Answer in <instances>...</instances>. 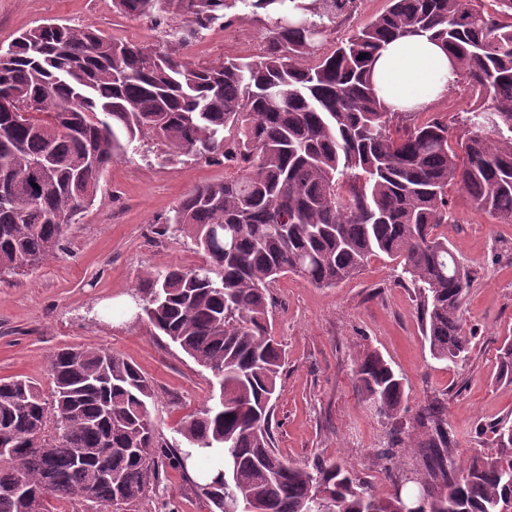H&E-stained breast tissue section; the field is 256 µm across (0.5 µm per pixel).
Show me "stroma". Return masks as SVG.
<instances>
[{
	"instance_id": "35a3bbf8",
	"label": "stroma",
	"mask_w": 512,
	"mask_h": 512,
	"mask_svg": "<svg viewBox=\"0 0 512 512\" xmlns=\"http://www.w3.org/2000/svg\"><path fill=\"white\" fill-rule=\"evenodd\" d=\"M236 12V22L215 24L189 47L194 62L263 53L265 25L249 9ZM49 20L91 25L116 40L154 46L166 40L164 27L117 11L112 0H0V45ZM161 152L153 142H134L126 158L103 174L94 205L70 224L63 249L36 268L0 277V380L26 376L47 393L49 359L59 348L110 351L150 380L155 434L175 442L215 381L169 339L155 335L147 318L135 317L132 295L146 273L203 261L190 237L165 235L163 221L197 185L235 170L190 157L167 162ZM448 196L455 220L441 231L472 275L465 319L475 338L464 363L432 359L414 291L398 280L387 257L372 259L360 275L333 288L294 275L272 285L270 322L286 352L274 407L275 446L288 462L338 457L379 494L391 491L377 458L390 425L352 380L353 357L363 349L381 353L402 376L407 399L399 423L410 437L418 435V409L434 398L443 402L459 462L494 451L490 423L512 422V383L498 377L499 349L512 336V224L475 209L457 188H449ZM137 512L210 508L189 474L166 465Z\"/></svg>"
}]
</instances>
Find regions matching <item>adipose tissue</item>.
<instances>
[{"label": "adipose tissue", "instance_id": "obj_1", "mask_svg": "<svg viewBox=\"0 0 512 512\" xmlns=\"http://www.w3.org/2000/svg\"><path fill=\"white\" fill-rule=\"evenodd\" d=\"M457 80L446 50L423 37L389 43L373 70L375 90L392 112L428 111Z\"/></svg>", "mask_w": 512, "mask_h": 512}]
</instances>
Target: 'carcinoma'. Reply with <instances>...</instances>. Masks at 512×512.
Returning <instances> with one entry per match:
<instances>
[{
	"label": "carcinoma",
	"instance_id": "carcinoma-1",
	"mask_svg": "<svg viewBox=\"0 0 512 512\" xmlns=\"http://www.w3.org/2000/svg\"><path fill=\"white\" fill-rule=\"evenodd\" d=\"M390 0L326 54L318 43L356 0H113L124 14L163 23L183 15L161 48L119 41L92 26L42 23L0 49V276L54 256L65 230L96 199L99 178L136 140L164 146L165 159L224 157L236 175L197 186L166 218L205 253L191 268L150 273L138 287L152 326L219 385L218 399L178 430L182 444L156 439L150 381L101 349L63 348L50 359L47 399L26 378L0 382V489L21 484L37 498L0 492V512H48L52 498L129 512L169 461L218 460L200 494L223 512H508L512 424L493 427L497 449L455 460L444 404L415 417L421 438L398 427L377 452L392 492L381 496L341 460L303 466L280 458L271 419L285 351L271 334L270 287L293 274L332 287L384 255L401 266L422 308L432 358L468 359L463 303L469 275L435 230L448 223V187L512 223V0ZM263 13L269 39L257 58L192 62L188 48L237 4ZM442 43L474 97L463 135L448 123L413 126L377 98L372 65L392 41ZM366 58L360 60V54ZM24 111L27 117L16 115ZM512 383V339L499 354ZM353 380L388 421L399 418L405 385L376 351L354 360ZM413 446L421 469L389 463Z\"/></svg>",
	"mask_w": 512,
	"mask_h": 512
}]
</instances>
